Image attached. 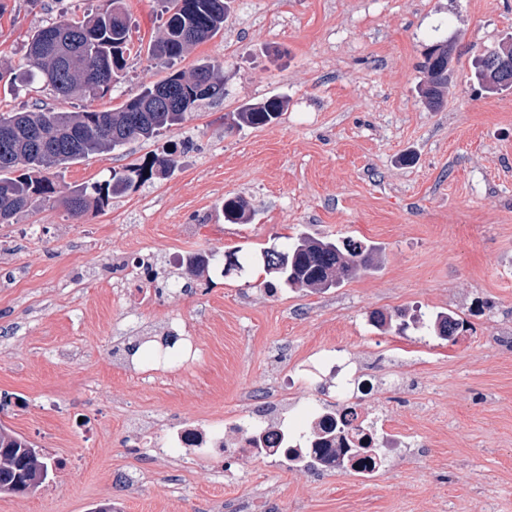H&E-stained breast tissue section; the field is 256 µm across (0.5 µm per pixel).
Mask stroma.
I'll return each mask as SVG.
<instances>
[{
	"label": "stroma",
	"instance_id": "obj_1",
	"mask_svg": "<svg viewBox=\"0 0 512 512\" xmlns=\"http://www.w3.org/2000/svg\"><path fill=\"white\" fill-rule=\"evenodd\" d=\"M0 112L42 101L114 110L142 86L198 59L224 66V97L157 140L55 170L61 190L175 150L101 211L40 207L0 224V423L45 454L78 457L43 487L0 494V512H512V90L486 92L474 59L512 40V0H235L224 31L181 58L152 59L157 0H125L132 52L104 98L60 99L6 72L27 40L109 0H0ZM453 48L438 108L417 93L426 48ZM276 97L280 118L231 127L241 106ZM239 196L247 224L225 221ZM305 230L376 245L378 266L325 292L271 286L254 270L186 274L184 255H255ZM152 257L156 276L137 262ZM452 311L451 343L377 329L372 312ZM169 331L197 347L189 363L127 354ZM345 365L347 388L324 372ZM26 406H16V399ZM60 399L65 413L46 407ZM358 409L404 448L379 472L312 471L233 451L156 455L185 424L231 430L259 407ZM91 420L95 441L66 429Z\"/></svg>",
	"mask_w": 512,
	"mask_h": 512
}]
</instances>
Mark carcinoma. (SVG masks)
<instances>
[{"instance_id": "obj_1", "label": "carcinoma", "mask_w": 512, "mask_h": 512, "mask_svg": "<svg viewBox=\"0 0 512 512\" xmlns=\"http://www.w3.org/2000/svg\"><path fill=\"white\" fill-rule=\"evenodd\" d=\"M168 18L162 35L150 46L154 59L173 60L193 45L224 31L232 0H163ZM130 27L121 0L81 21L60 19L35 31L28 40L21 80H36L58 98L105 97L112 91L130 55ZM453 48L446 42L429 46L422 68L428 82L420 94L431 108L438 106L448 85V61ZM493 50L475 62V77L490 93L500 80ZM224 98L220 63L200 59L189 71H174L161 81L141 88L118 110L62 112L37 101L33 109L0 113V224H15L20 214L39 205L58 204L71 218L101 211L111 199L150 178L153 168L167 171L176 164L174 154L155 158L146 166L124 167L108 179L65 192L51 178L52 170L91 155L110 153L137 140H150L181 125L192 112ZM284 101L268 98L242 106L234 115L238 125H266L281 115ZM224 209L246 223V202L224 200ZM281 263L268 271L291 288L326 291L374 268L378 248L348 239L342 243L299 232L283 249ZM422 327L448 342H456L464 321L454 312H438L421 321ZM53 470L51 458L0 423V494H19L28 480Z\"/></svg>"}]
</instances>
